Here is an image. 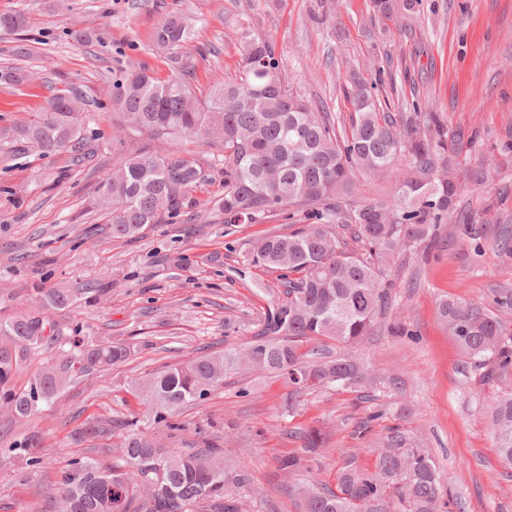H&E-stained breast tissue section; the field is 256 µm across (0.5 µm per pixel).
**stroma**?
Returning <instances> with one entry per match:
<instances>
[{"label": "stroma", "instance_id": "stroma-1", "mask_svg": "<svg viewBox=\"0 0 512 512\" xmlns=\"http://www.w3.org/2000/svg\"><path fill=\"white\" fill-rule=\"evenodd\" d=\"M16 10L29 25L0 35V69L21 66L35 79L0 82V126L41 112L56 90L75 89L91 103L93 153L79 161L0 145V324L39 311L35 288L61 289L71 303L50 310L55 337L33 349L35 362L59 359L73 340L109 337L134 352L108 371L78 378L30 418L0 416V512H45L74 459L115 461L123 430L108 439L84 430L100 414L142 416L144 406L127 391L130 380L227 345L247 346L284 297L279 271L251 264L250 251L262 237L311 221L310 209L290 206L252 224L225 223L223 150L189 139L157 148L204 169L195 207L161 216L133 239L114 237L108 216L88 211L89 197L124 155L111 138L112 84L130 65L168 76L152 37L174 12L194 20L181 54L194 67L195 90L236 76L237 37L246 30L271 42L306 99L348 117L343 78L356 70L398 120L412 117L418 101L449 128L475 132L460 161L489 173L457 203L462 216L478 217V238L443 224L444 248L426 256L411 251L393 264L388 309L354 348L372 373L368 393L306 390L290 410L282 379L244 370L183 411L184 444L205 429L223 442L230 463L250 473L241 512H300L278 461L299 452L303 430L323 425L328 442L318 467L301 471L299 481L331 484L346 458L372 467L388 428L399 425L427 450L465 512H512V471L497 455L487 408L502 383L484 381L438 312L440 301L458 297L512 325V161L503 155L512 145V0H418L413 11L389 19L373 0H0V13ZM79 32L90 41H77ZM18 45L28 55L17 56ZM89 227L98 230L91 242L84 239ZM98 283L109 291L90 293ZM369 416L372 429L359 437ZM34 432L41 464L29 470L6 450Z\"/></svg>", "mask_w": 512, "mask_h": 512}]
</instances>
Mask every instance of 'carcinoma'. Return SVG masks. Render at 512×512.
<instances>
[{
    "label": "carcinoma",
    "instance_id": "carcinoma-1",
    "mask_svg": "<svg viewBox=\"0 0 512 512\" xmlns=\"http://www.w3.org/2000/svg\"><path fill=\"white\" fill-rule=\"evenodd\" d=\"M417 0H374L385 17L415 8ZM27 23L24 13L0 14V33H16ZM192 35L191 18L176 13L160 24L153 41L167 52L170 75L156 78L144 65L132 66L113 84L112 108L122 124L112 141L122 145L132 133L155 139L186 137L219 141L224 146V223L253 224L285 206H318L315 222L286 235L257 241L249 260L284 273L285 299L269 310L262 327L243 349L227 346L189 360L165 365L130 381L146 408L141 426L123 424L126 435L116 452L118 462L76 460L59 481L55 506L64 512H239L236 495L251 486V475L230 466L220 442L201 441L199 448L178 451L186 431L178 420L184 407L206 399L242 369L269 371L285 379L288 409L300 390L297 380L311 374L324 385L364 388L366 364L350 348L370 334L388 303L391 282L386 273L402 253H424L440 244L437 231L453 222L456 202L469 188L488 178L461 175L455 154L472 146L475 135L463 129L448 132L436 112L416 109V121L402 128L371 86L354 75L344 87L353 110L348 126L335 122L325 106L304 99L283 75L282 62L269 41L244 31L239 36L238 75L217 82L195 96L185 78L179 50ZM28 72L0 69V82L23 84ZM87 101L81 92L55 93L45 111L33 119L0 127V141L29 143L44 153L85 154ZM359 171L393 181L385 199L356 202L349 198L352 175ZM202 170L189 159L141 146L100 181L93 208L111 216L112 234L132 238L161 215L174 214L190 203L189 193L202 180ZM353 226L364 252L346 249L336 231L341 217ZM42 293V289H36ZM44 294V293H42ZM69 296L44 294L45 309L65 307ZM439 314L462 354L488 376L512 373V329L480 305L450 297ZM54 331L47 315H22L0 325V410L22 419L50 402L79 373L104 371L125 361L131 347L100 341L74 343L60 360L40 368L29 388L16 392L13 375L30 360L46 331ZM334 341L341 352L321 356L303 350L312 341ZM497 453L512 468V389L501 390L489 405ZM112 434V418L101 415L89 429L93 437ZM298 454L280 459L279 470L295 475L311 468L325 435L312 427L301 432ZM37 437L13 444L9 452L37 467L32 452ZM302 512H376L397 501L402 512H439L444 500L439 473L426 451L409 432L388 428L386 445L373 469L347 461L337 475L336 489L317 484L294 487Z\"/></svg>",
    "mask_w": 512,
    "mask_h": 512
}]
</instances>
